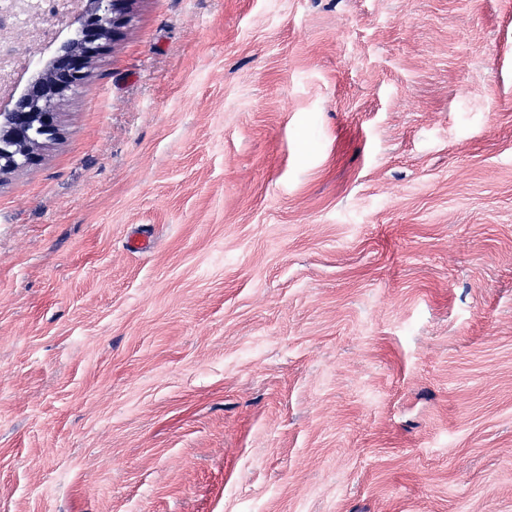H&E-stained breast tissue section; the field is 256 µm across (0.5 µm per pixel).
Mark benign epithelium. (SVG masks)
I'll return each mask as SVG.
<instances>
[{
	"label": "benign epithelium",
	"mask_w": 512,
	"mask_h": 512,
	"mask_svg": "<svg viewBox=\"0 0 512 512\" xmlns=\"http://www.w3.org/2000/svg\"><path fill=\"white\" fill-rule=\"evenodd\" d=\"M135 0H90L82 13L81 45L63 42L55 51L52 71L31 79L25 92L0 100V171L7 172L34 159L36 137L59 133L61 105L83 87L90 65L107 41L117 39L132 20ZM25 67L14 54L0 58V84L12 80Z\"/></svg>",
	"instance_id": "7a95c632"
}]
</instances>
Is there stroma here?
<instances>
[{"mask_svg":"<svg viewBox=\"0 0 512 512\" xmlns=\"http://www.w3.org/2000/svg\"><path fill=\"white\" fill-rule=\"evenodd\" d=\"M60 122L0 512H512V0H137Z\"/></svg>","mask_w":512,"mask_h":512,"instance_id":"stroma-1","label":"stroma"}]
</instances>
